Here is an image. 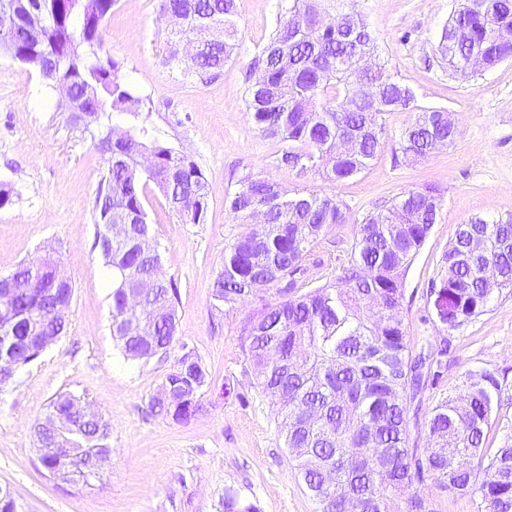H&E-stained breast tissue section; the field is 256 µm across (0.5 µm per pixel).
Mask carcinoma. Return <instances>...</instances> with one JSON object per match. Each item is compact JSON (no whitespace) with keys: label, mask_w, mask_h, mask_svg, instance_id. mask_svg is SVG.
Wrapping results in <instances>:
<instances>
[{"label":"carcinoma","mask_w":512,"mask_h":512,"mask_svg":"<svg viewBox=\"0 0 512 512\" xmlns=\"http://www.w3.org/2000/svg\"><path fill=\"white\" fill-rule=\"evenodd\" d=\"M116 0H0L13 26L0 30V51L25 70L38 73L53 89L64 88L71 114L96 115L91 136L112 155L108 175L94 201L96 231L107 222L122 233L94 239L93 247L112 270V335L126 358L150 359L179 349L180 355L160 387L180 395L178 405L152 397L150 413L187 423L203 410V390L213 385L195 349L177 344L174 280H161L155 294L139 306L128 295L144 272L161 268L158 247L141 252L150 236L147 189L155 185L169 208L183 220L204 219L208 179L193 156L156 136L150 113L133 96L122 66L103 60L102 25ZM163 15L179 18L170 58L181 44L208 42L191 61L202 83L222 74L238 37V0H162ZM36 14L51 17L39 41L28 26ZM321 0H291L267 42L255 55L246 88L247 107L261 134L285 145L277 159L302 176L316 172L343 182L365 170L381 148L383 115L412 109L403 131L404 161H414L451 145L456 127L448 111L415 104L412 90L384 63L363 79L362 56H374L376 38L361 15L336 13L321 23ZM473 57L482 71L512 58V0H460L444 25L438 53L448 46ZM130 116L126 128L111 124L113 113ZM152 157L148 169L141 156ZM229 209L249 224L224 249V269L213 282L216 309L276 290L244 324L241 350L262 394L278 407V432L318 512H344L354 501L358 512H437L436 502L417 490L430 477L452 496H468L477 512H512V435L491 448L489 433L499 420L494 401L502 388L496 373H466L465 388L439 399L427 422L435 447L423 453L410 445L411 405L442 378L450 341L443 337L411 347L401 310L407 268L437 223L440 190L432 185L408 190L390 206L366 214L356 224L350 251L337 259L336 274H322L317 252L327 230L347 221L334 196L290 189L280 182L247 175L228 197ZM488 268L497 276H485ZM41 287L0 295V361L24 367L41 355L29 334L44 327L63 332L56 309L69 305L68 287L48 271ZM512 288V222L479 220L458 226L427 295H442L431 316L448 331L478 318L502 289ZM80 404L59 393L47 414L67 415ZM40 457L53 472L58 449L53 434L34 428ZM111 427L103 417H86L69 435L72 480L87 482L90 459L109 448ZM336 474V490L321 481ZM224 512H258L256 505L224 492Z\"/></svg>","instance_id":"cac0c4a2"}]
</instances>
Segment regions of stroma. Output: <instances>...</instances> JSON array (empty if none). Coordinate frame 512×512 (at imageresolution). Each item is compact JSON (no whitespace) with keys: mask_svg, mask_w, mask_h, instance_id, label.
Segmentation results:
<instances>
[{"mask_svg":"<svg viewBox=\"0 0 512 512\" xmlns=\"http://www.w3.org/2000/svg\"><path fill=\"white\" fill-rule=\"evenodd\" d=\"M286 3L238 0L236 52L208 84L185 62L170 60L171 25L160 0H117L104 22L101 58L121 63L136 93L150 99L156 127L194 155L210 184L208 213L199 224L179 218L156 188L147 191L162 274L180 289L177 339L196 348L215 383L233 381L242 395L222 401L204 391V412L185 424L148 412L175 354L133 361L112 338V273L93 249V205L105 156L74 124L59 92L0 54V183L14 189L11 204L0 208V276L50 249L74 286L65 333L0 387V486L12 490L19 512H223L228 489L260 512H317L278 433L277 408L258 390L241 351L244 322L275 293L223 312L212 307L224 248L244 230L227 194L249 173L333 195L345 205L346 223L321 241L327 258L350 248L366 213L401 192L436 186L440 219L405 273L402 316L412 342L445 336L451 348L439 386L409 412L410 442L429 448L433 400L458 393L466 373L481 369L505 377L493 446L512 432V290L496 294L459 330L447 333L425 320L429 282L458 225L512 221V60L487 71L449 70L436 48L454 0H323L331 15L358 11L417 105L447 109L459 135L450 147L404 164L402 133L411 114L396 110L384 115L382 148L359 175L338 184L314 173L301 177L277 166L282 143L260 135L245 103L249 65ZM61 392L84 397L111 427L109 460L89 485L77 488H60L49 477L33 433Z\"/></svg>","mask_w":512,"mask_h":512,"instance_id":"35a3bbf8","label":"stroma"}]
</instances>
